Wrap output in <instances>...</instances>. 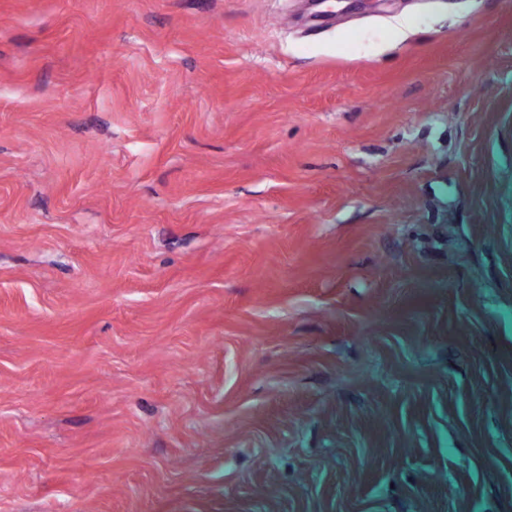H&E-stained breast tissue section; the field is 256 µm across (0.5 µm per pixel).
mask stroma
Listing matches in <instances>:
<instances>
[{"label":"stroma","mask_w":512,"mask_h":512,"mask_svg":"<svg viewBox=\"0 0 512 512\" xmlns=\"http://www.w3.org/2000/svg\"><path fill=\"white\" fill-rule=\"evenodd\" d=\"M510 378L512 0H0V512H512Z\"/></svg>","instance_id":"obj_1"}]
</instances>
